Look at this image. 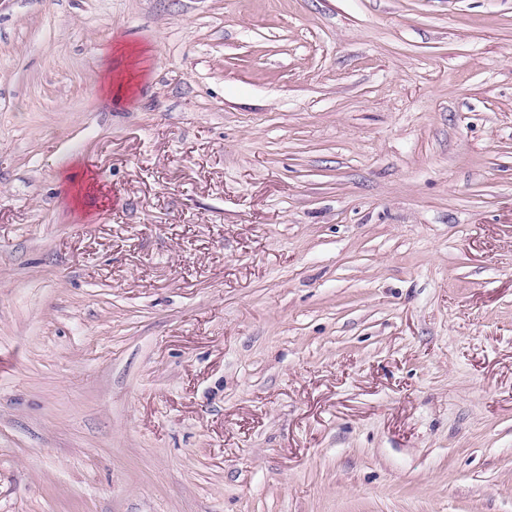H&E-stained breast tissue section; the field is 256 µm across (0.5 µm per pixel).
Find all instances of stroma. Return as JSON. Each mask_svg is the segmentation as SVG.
<instances>
[{"instance_id": "stroma-1", "label": "stroma", "mask_w": 512, "mask_h": 512, "mask_svg": "<svg viewBox=\"0 0 512 512\" xmlns=\"http://www.w3.org/2000/svg\"><path fill=\"white\" fill-rule=\"evenodd\" d=\"M0 512H512V0H0Z\"/></svg>"}]
</instances>
